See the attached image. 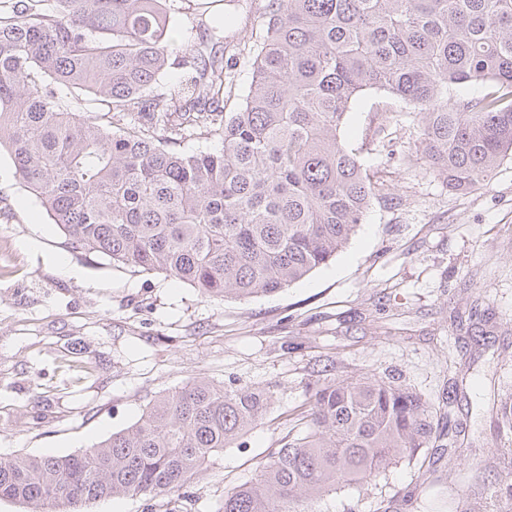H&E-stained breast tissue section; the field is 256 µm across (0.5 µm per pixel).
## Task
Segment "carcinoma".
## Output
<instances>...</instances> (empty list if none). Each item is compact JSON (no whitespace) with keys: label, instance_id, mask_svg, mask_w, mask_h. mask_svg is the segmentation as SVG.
<instances>
[{"label":"carcinoma","instance_id":"cac0c4a2","mask_svg":"<svg viewBox=\"0 0 512 512\" xmlns=\"http://www.w3.org/2000/svg\"><path fill=\"white\" fill-rule=\"evenodd\" d=\"M216 0H0V147L74 252L162 271L210 298L278 292L349 241L375 186L340 131L367 90L414 109L429 173L453 191L512 154V0H268L253 72L224 111L228 15ZM208 37L172 56L171 15ZM179 76L161 78L170 70ZM467 83L481 97L457 98ZM198 135L221 148L183 152ZM272 393L196 377L75 454L0 457V500L84 512L106 498L180 495L264 419ZM448 412L370 373L308 388L305 427L224 494V512L305 502L448 453Z\"/></svg>","mask_w":512,"mask_h":512}]
</instances>
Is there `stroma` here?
Segmentation results:
<instances>
[{
    "instance_id": "1",
    "label": "stroma",
    "mask_w": 512,
    "mask_h": 512,
    "mask_svg": "<svg viewBox=\"0 0 512 512\" xmlns=\"http://www.w3.org/2000/svg\"><path fill=\"white\" fill-rule=\"evenodd\" d=\"M267 0H220L236 24L224 32V68L237 111L252 76L251 46ZM393 139L383 143V131ZM378 188L362 224L326 266L284 290L245 300L209 298L163 273L139 275L108 259L68 251L39 200L0 155V455L82 451L135 423L159 395L203 377L270 390L262 424L225 449L176 512H223L224 493L257 460L297 434L308 383L322 371L368 372L442 403L466 389L465 434L454 459L425 466L455 488L422 512H512L492 492L512 462V431H498L494 402L512 394V157L468 193L429 174L418 129L400 104L373 90L340 132ZM65 258L71 274L62 273ZM418 469L405 463L376 479L390 512Z\"/></svg>"
}]
</instances>
